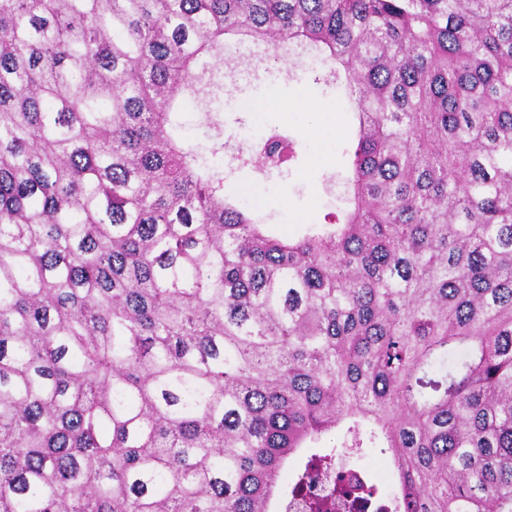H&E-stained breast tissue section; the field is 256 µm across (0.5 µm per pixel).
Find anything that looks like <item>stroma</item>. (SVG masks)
Returning a JSON list of instances; mask_svg holds the SVG:
<instances>
[{"mask_svg": "<svg viewBox=\"0 0 512 512\" xmlns=\"http://www.w3.org/2000/svg\"><path fill=\"white\" fill-rule=\"evenodd\" d=\"M298 97L325 102L329 109L316 115L287 114L276 105L277 100ZM220 118L224 139L232 145L251 142L273 128L297 137V157L288 170L263 176L252 168H242L226 183L227 190L239 195L243 203L256 205L273 234L299 237L334 210L336 198L326 191L324 178L344 171V151L355 127V118L340 94L304 77L288 82L259 67L242 73L236 87L225 93ZM314 120L330 130L329 139L319 143L306 136L305 129Z\"/></svg>", "mask_w": 512, "mask_h": 512, "instance_id": "1", "label": "stroma"}]
</instances>
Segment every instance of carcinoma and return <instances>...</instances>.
Wrapping results in <instances>:
<instances>
[{
    "label": "carcinoma",
    "instance_id": "obj_1",
    "mask_svg": "<svg viewBox=\"0 0 512 512\" xmlns=\"http://www.w3.org/2000/svg\"><path fill=\"white\" fill-rule=\"evenodd\" d=\"M305 58L358 129L288 240L209 156ZM371 448L393 484L336 474ZM350 499L512 512V0H0V512ZM179 122L182 124L180 133L185 139L202 145H209L207 138L209 132L204 126L200 125L195 106L192 103L185 104Z\"/></svg>",
    "mask_w": 512,
    "mask_h": 512
}]
</instances>
